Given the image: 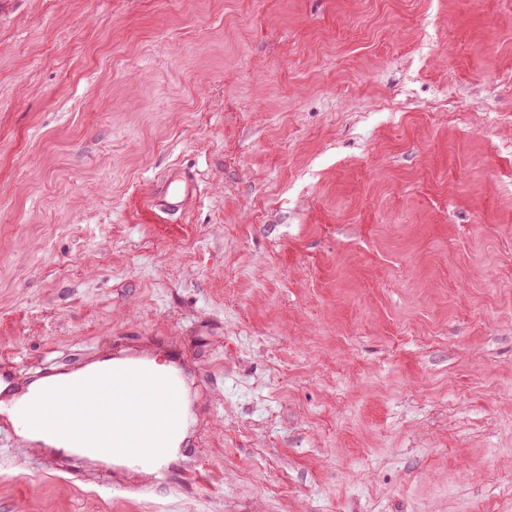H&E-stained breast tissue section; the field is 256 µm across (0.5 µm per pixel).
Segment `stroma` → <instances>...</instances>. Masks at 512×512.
Instances as JSON below:
<instances>
[{"instance_id":"1","label":"stroma","mask_w":512,"mask_h":512,"mask_svg":"<svg viewBox=\"0 0 512 512\" xmlns=\"http://www.w3.org/2000/svg\"><path fill=\"white\" fill-rule=\"evenodd\" d=\"M508 168L512 0H0V367L194 432L137 496L0 419V512H512Z\"/></svg>"}]
</instances>
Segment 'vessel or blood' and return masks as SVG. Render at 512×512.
Segmentation results:
<instances>
[{"instance_id": "obj_1", "label": "vessel or blood", "mask_w": 512, "mask_h": 512, "mask_svg": "<svg viewBox=\"0 0 512 512\" xmlns=\"http://www.w3.org/2000/svg\"><path fill=\"white\" fill-rule=\"evenodd\" d=\"M78 384L82 391L78 411L66 416L56 457L78 460L86 453H101L116 436L124 451L146 449L151 471L165 473L167 450L183 434L185 407L174 374H157L146 358L115 353L99 358ZM66 390L54 372L44 373L36 395L19 411L18 425L55 416Z\"/></svg>"}]
</instances>
